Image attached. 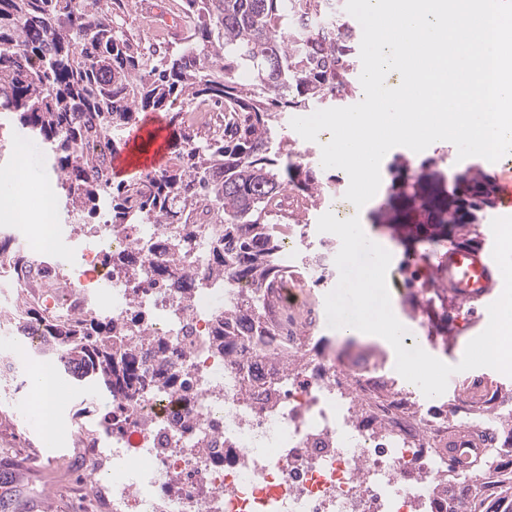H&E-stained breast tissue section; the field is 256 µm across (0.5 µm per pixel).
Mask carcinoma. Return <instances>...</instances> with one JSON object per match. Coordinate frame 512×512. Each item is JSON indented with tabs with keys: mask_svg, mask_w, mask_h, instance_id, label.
<instances>
[{
	"mask_svg": "<svg viewBox=\"0 0 512 512\" xmlns=\"http://www.w3.org/2000/svg\"><path fill=\"white\" fill-rule=\"evenodd\" d=\"M131 8L132 0H0V112L46 146L67 212L81 223L104 207L117 232L137 220L224 225L212 270L226 288L244 278L255 291L217 318L216 336H264L265 292L285 259L270 214L284 192L315 209L337 190L317 165L292 160L288 142L272 149L278 119L353 95L360 31L337 19L336 0H182V47L147 50L124 28ZM200 102L224 112V123L204 134L184 119V107ZM141 111L166 113L170 157L162 169L115 185L112 154ZM390 174L391 210L370 218L408 259L416 243L448 237V217L467 236L494 208L495 184L477 166L458 172L450 189L433 158L415 168L396 161ZM11 242L0 234V255L9 257L0 275L13 278L30 261ZM192 242L190 232L166 239L150 287L191 279L181 257ZM107 263L139 279L134 254ZM9 323L20 334L36 331L40 342L28 356L51 361L80 391L128 400L151 382L137 357L140 337L131 329L118 335L92 309L61 319L20 295ZM448 512L479 510L450 487Z\"/></svg>",
	"mask_w": 512,
	"mask_h": 512,
	"instance_id": "carcinoma-1",
	"label": "carcinoma"
}]
</instances>
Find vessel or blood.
I'll use <instances>...</instances> for the list:
<instances>
[{
  "instance_id": "b4317fda",
  "label": "vessel or blood",
  "mask_w": 512,
  "mask_h": 512,
  "mask_svg": "<svg viewBox=\"0 0 512 512\" xmlns=\"http://www.w3.org/2000/svg\"><path fill=\"white\" fill-rule=\"evenodd\" d=\"M501 271L486 246L452 244L431 267V278L437 287L447 289L449 296L461 301H480L493 295Z\"/></svg>"
}]
</instances>
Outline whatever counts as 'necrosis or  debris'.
Returning a JSON list of instances; mask_svg holds the SVG:
<instances>
[{"mask_svg":"<svg viewBox=\"0 0 512 512\" xmlns=\"http://www.w3.org/2000/svg\"><path fill=\"white\" fill-rule=\"evenodd\" d=\"M310 230L284 228L288 267L274 290L273 335L259 349L242 336L220 351L212 343L216 317L249 285L228 289L210 273L208 232L197 231L182 259L191 284L161 291L147 285L155 254L143 257L139 289L98 258L159 241L166 228L141 222L117 235L101 223L90 230L83 259L94 270L58 292V313L66 318L92 302L116 328L141 320L154 378L116 409L111 436L91 451L99 512H443L440 481L456 480L481 498L499 473L512 471V442L463 419L473 437L493 438L490 472L473 483V451L449 447L447 416L414 403L409 387L370 357L340 364L331 351L313 354L322 306L303 294L330 272L334 246ZM272 354L301 366L273 375ZM172 373L178 386L165 382Z\"/></svg>","mask_w":512,"mask_h":512,"instance_id":"necrosis-or-debris-1","label":"necrosis or debris"}]
</instances>
